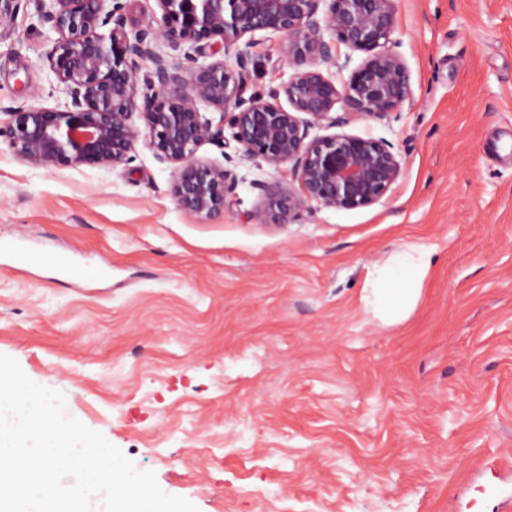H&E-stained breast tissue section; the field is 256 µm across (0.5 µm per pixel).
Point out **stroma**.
Wrapping results in <instances>:
<instances>
[{"instance_id": "35a3bbf8", "label": "stroma", "mask_w": 512, "mask_h": 512, "mask_svg": "<svg viewBox=\"0 0 512 512\" xmlns=\"http://www.w3.org/2000/svg\"><path fill=\"white\" fill-rule=\"evenodd\" d=\"M414 100L351 134L391 141L380 202L252 217L287 169L200 158L238 185L222 215L179 208L139 142L111 169L45 170L0 141V238L107 269L88 283L0 257V354L65 396L161 490L199 512H497L512 474V0H397ZM40 0L0 24V121L64 104ZM285 39L260 32L247 93L285 103ZM423 244L406 320L361 300L374 265Z\"/></svg>"}]
</instances>
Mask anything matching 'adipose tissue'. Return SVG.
<instances>
[{
	"mask_svg": "<svg viewBox=\"0 0 512 512\" xmlns=\"http://www.w3.org/2000/svg\"><path fill=\"white\" fill-rule=\"evenodd\" d=\"M432 264V254L421 245L395 253L388 265L375 268L365 284L363 302L387 323L404 320L418 301Z\"/></svg>",
	"mask_w": 512,
	"mask_h": 512,
	"instance_id": "ef3b65f1",
	"label": "adipose tissue"
}]
</instances>
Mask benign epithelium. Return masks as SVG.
<instances>
[{
    "label": "benign epithelium",
    "instance_id": "7a95c632",
    "mask_svg": "<svg viewBox=\"0 0 512 512\" xmlns=\"http://www.w3.org/2000/svg\"><path fill=\"white\" fill-rule=\"evenodd\" d=\"M44 19L57 33L45 60L66 96L64 107L8 108L0 139L25 164L42 169H111L145 139L172 168L177 205L202 220L224 213L235 173L197 156L224 138L243 159L290 165L298 190L278 181L253 183L259 224H291L314 202L351 210L380 202L398 180L400 154L384 138L342 131L357 116L388 118L413 101L409 68L393 39L396 0H155L160 13L127 23L107 0H50ZM112 25L108 34L99 29ZM258 32L287 38L292 73L281 90L288 107L260 94L243 96L249 47ZM363 54L337 86L318 67L339 63V46ZM167 50H162V47ZM235 50L237 65L215 58ZM152 67L139 81L140 62ZM143 104H138V100ZM206 106L219 120L201 112Z\"/></svg>",
    "mask_w": 512,
    "mask_h": 512
}]
</instances>
